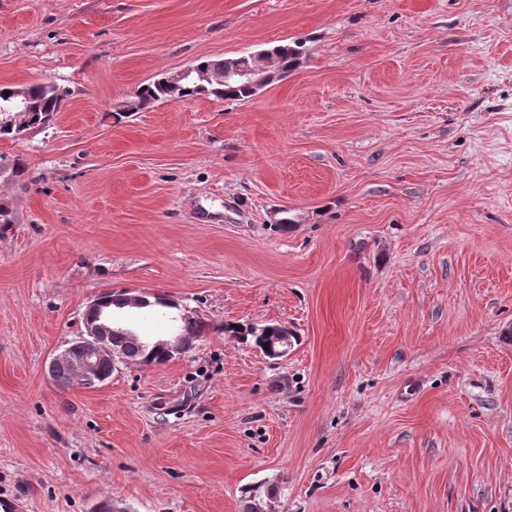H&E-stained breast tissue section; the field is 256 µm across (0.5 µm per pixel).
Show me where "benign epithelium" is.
<instances>
[{"label": "benign epithelium", "mask_w": 512, "mask_h": 512, "mask_svg": "<svg viewBox=\"0 0 512 512\" xmlns=\"http://www.w3.org/2000/svg\"><path fill=\"white\" fill-rule=\"evenodd\" d=\"M277 64L275 55L263 54L227 65L221 74L190 65L167 76L166 80L175 88H180L191 80L198 81L201 87L207 82L224 85L241 83L256 92L269 83L277 70ZM142 300L141 296L130 297L124 293H114L105 299H94L84 314V333L52 358L49 364L50 375H55L60 369H67L75 376L78 384L88 378L104 382L105 377L101 373L103 364L114 366L118 361H129L122 352L112 347V332L115 331L112 308L135 306ZM191 340L189 328L186 327L182 333L161 341L159 346L173 359L185 352ZM291 347L292 337L288 334L272 336L266 345L268 358H284L288 356Z\"/></svg>", "instance_id": "benign-epithelium-1"}]
</instances>
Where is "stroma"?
I'll return each mask as SVG.
<instances>
[{
  "mask_svg": "<svg viewBox=\"0 0 512 512\" xmlns=\"http://www.w3.org/2000/svg\"><path fill=\"white\" fill-rule=\"evenodd\" d=\"M286 43L250 99L120 109ZM50 81L53 124L0 138V503L512 512V0H0V85ZM113 292L172 301L151 340L208 329L58 384ZM169 88L164 77L155 80L151 84L143 86L132 100V105L125 107L123 112H137L150 104L164 102L170 100ZM195 335L190 336L189 328L187 325L183 326L184 331L182 333H179L176 336H173L172 339L169 340H163L159 343L160 347H163L164 351L168 354L170 357V360L174 359L176 356L181 355L185 350L189 347L190 342L193 338H196L197 336H200L201 333L204 332L205 327L200 326L197 327L193 325ZM197 333V335H196ZM169 360V361H170ZM266 326L268 325L229 326L224 330L233 333L234 336H240L245 342H249L260 349L266 341L265 336H270V340L266 345L268 358L279 359L287 357L292 347V336H288V333L278 336L271 328H265Z\"/></svg>",
  "mask_w": 512,
  "mask_h": 512,
  "instance_id": "stroma-1",
  "label": "stroma"
}]
</instances>
